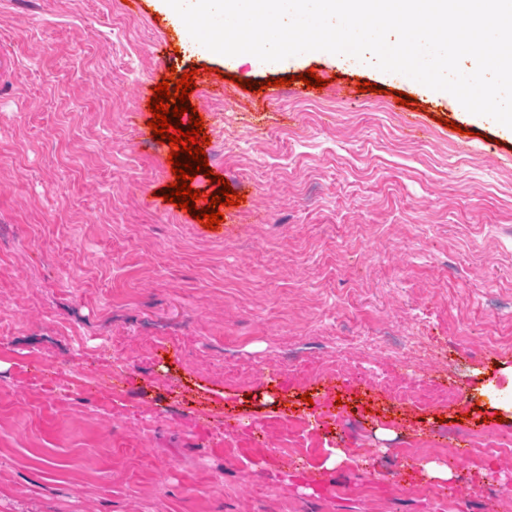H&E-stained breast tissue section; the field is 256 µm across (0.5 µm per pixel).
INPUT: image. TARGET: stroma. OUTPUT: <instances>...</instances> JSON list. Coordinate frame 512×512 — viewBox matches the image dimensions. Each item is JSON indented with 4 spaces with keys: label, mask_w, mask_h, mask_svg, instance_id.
I'll list each match as a JSON object with an SVG mask.
<instances>
[{
    "label": "stroma",
    "mask_w": 512,
    "mask_h": 512,
    "mask_svg": "<svg viewBox=\"0 0 512 512\" xmlns=\"http://www.w3.org/2000/svg\"><path fill=\"white\" fill-rule=\"evenodd\" d=\"M144 7L0 0V512H512V452L440 482L445 449L404 448L512 435V144L441 99L397 107L394 73L188 53L330 77L256 112L193 88L241 197L204 228L163 202L169 141L134 116L176 38Z\"/></svg>",
    "instance_id": "stroma-1"
}]
</instances>
